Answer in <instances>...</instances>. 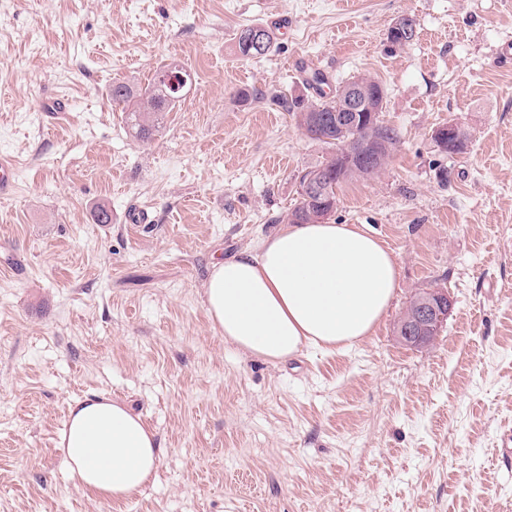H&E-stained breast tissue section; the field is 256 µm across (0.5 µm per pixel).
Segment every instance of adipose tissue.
<instances>
[{
  "label": "adipose tissue",
  "mask_w": 512,
  "mask_h": 512,
  "mask_svg": "<svg viewBox=\"0 0 512 512\" xmlns=\"http://www.w3.org/2000/svg\"><path fill=\"white\" fill-rule=\"evenodd\" d=\"M399 282L394 252L363 224H289L256 249L215 260L204 303L225 341L272 363L302 347L349 348L370 335ZM60 446L89 496L127 500L161 455L152 431L123 403L92 396L69 411Z\"/></svg>",
  "instance_id": "ef3b65f1"
}]
</instances>
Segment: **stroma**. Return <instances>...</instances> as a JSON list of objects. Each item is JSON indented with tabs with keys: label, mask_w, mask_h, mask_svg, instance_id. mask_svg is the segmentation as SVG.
Masks as SVG:
<instances>
[{
	"label": "stroma",
	"mask_w": 512,
	"mask_h": 512,
	"mask_svg": "<svg viewBox=\"0 0 512 512\" xmlns=\"http://www.w3.org/2000/svg\"><path fill=\"white\" fill-rule=\"evenodd\" d=\"M401 16L416 37L388 49ZM250 24L277 46L246 60ZM510 45L512 0H0V512H512ZM171 62L192 88L136 140L110 87ZM360 75L385 86L400 144L330 219L394 251L396 297L350 349L244 354L208 318L211 265L286 223L298 172L328 154L274 98ZM448 122L465 153L436 146ZM136 208L152 223L127 224ZM428 288L447 289L448 322L404 346L396 322ZM92 395L162 449L125 501L78 489L58 446ZM456 126L457 125H455L453 123H448L446 125H443V126L437 128L434 131L433 138H434L436 145L438 146V148L440 150L446 151V145L449 146V138L453 136V130ZM457 129H458V133H457L458 138L463 139L465 142L464 141H462V142L456 141L455 149L448 150V152H446V154H448V153H450V154L459 153L460 154L467 150V147H468L467 143L469 140L468 135L461 127L457 126Z\"/></svg>",
	"instance_id": "obj_1"
}]
</instances>
